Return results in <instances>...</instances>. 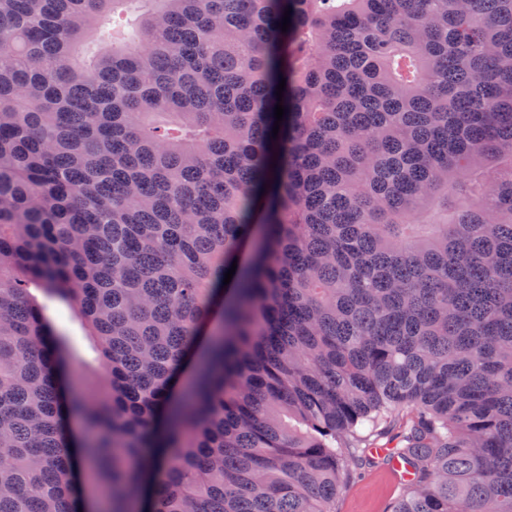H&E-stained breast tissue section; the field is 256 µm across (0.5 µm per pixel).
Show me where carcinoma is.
<instances>
[{
  "mask_svg": "<svg viewBox=\"0 0 512 512\" xmlns=\"http://www.w3.org/2000/svg\"><path fill=\"white\" fill-rule=\"evenodd\" d=\"M401 412L392 512H512V0H0V512H336ZM34 293L37 295L38 299L45 304L44 314L46 318L52 322L58 330L64 333L72 352L76 356L80 355L92 361L91 367L87 369L83 376L80 377L75 372V367L72 368V366L68 374V384L72 391L81 395H91L93 393V387L90 380L97 373V366L93 362L95 353L84 336V330L79 319L66 303L56 300H45L40 293Z\"/></svg>",
  "mask_w": 512,
  "mask_h": 512,
  "instance_id": "1",
  "label": "carcinoma"
}]
</instances>
